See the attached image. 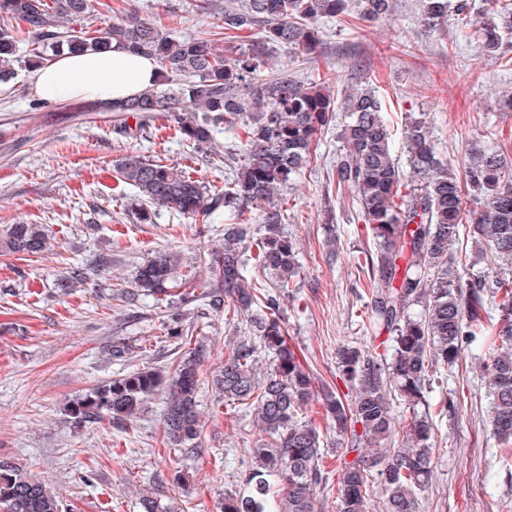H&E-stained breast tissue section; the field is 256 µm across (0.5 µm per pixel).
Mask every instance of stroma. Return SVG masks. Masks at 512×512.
<instances>
[{"instance_id": "obj_1", "label": "stroma", "mask_w": 512, "mask_h": 512, "mask_svg": "<svg viewBox=\"0 0 512 512\" xmlns=\"http://www.w3.org/2000/svg\"><path fill=\"white\" fill-rule=\"evenodd\" d=\"M208 9H201V2ZM96 23L137 14L176 36L212 37L231 0H96ZM422 0H394L391 17L366 24L349 16L320 22L314 54L281 47L262 77L285 75L307 84L327 80L336 104L368 86L396 130L395 156H403L401 131L409 116L425 114L435 148L463 172L473 144L506 148L512 162V45L482 54L459 34L456 18L433 32L420 25ZM22 44L17 77L0 87V227L40 224L51 251L0 255V458L24 467L59 494L63 512H143L140 490L176 512H219L224 495L237 492L253 465L250 450L260 433L250 413L218 403L211 378L224 364L229 340L245 326L211 311L181 310L180 293L202 291L213 279L203 254L219 248L224 217L197 224L162 210L143 224L131 212V186L113 172L127 152L182 168L208 189H224V139L195 149L164 119L131 136L116 132L119 117L90 98L36 108L33 70ZM341 144L325 131L316 159L287 188L284 232L295 239L299 283L281 301L292 344L322 380L343 387L336 352L357 342L375 348L367 276L356 268L363 246L353 192L337 193ZM159 251L178 254L169 296L136 295L135 271ZM452 252L462 276L490 270L512 276V262L479 254L467 237ZM81 278H73L74 270ZM180 314L193 343L206 351L198 405L202 433L195 445L167 443L162 397L148 400L125 427L109 419L75 425L67 406L119 374L150 365L165 372L188 347L167 335ZM127 344L128 361L111 356L113 342ZM488 347L472 345L457 366L434 370L426 384L431 403L448 406L434 417L432 479L418 493L414 512H512V457L501 454L488 426Z\"/></svg>"}]
</instances>
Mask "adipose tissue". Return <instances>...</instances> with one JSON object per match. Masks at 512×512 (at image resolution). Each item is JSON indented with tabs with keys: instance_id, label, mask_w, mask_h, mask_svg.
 <instances>
[{
	"instance_id": "ef3b65f1",
	"label": "adipose tissue",
	"mask_w": 512,
	"mask_h": 512,
	"mask_svg": "<svg viewBox=\"0 0 512 512\" xmlns=\"http://www.w3.org/2000/svg\"><path fill=\"white\" fill-rule=\"evenodd\" d=\"M157 73L155 60L123 50L65 54L37 71L33 91L52 102L78 97L119 100L153 88Z\"/></svg>"
}]
</instances>
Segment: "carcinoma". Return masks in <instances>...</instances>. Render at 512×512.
Returning a JSON list of instances; mask_svg holds the SVG:
<instances>
[{
	"instance_id": "1",
	"label": "carcinoma",
	"mask_w": 512,
	"mask_h": 512,
	"mask_svg": "<svg viewBox=\"0 0 512 512\" xmlns=\"http://www.w3.org/2000/svg\"><path fill=\"white\" fill-rule=\"evenodd\" d=\"M393 0H243L224 8V34L214 39L170 37L149 17L92 28L93 0H0V84L15 78L18 47L30 42L28 66L68 54L121 49L155 59V87L134 97L102 103L104 112L136 120L138 127L163 117L181 140L199 148L224 128L232 137L227 161L234 165L224 193L215 194L182 169L130 153L115 160V178L135 189L131 207L138 220L152 222L154 210L169 209L203 224L219 210L228 213L224 245L207 254L214 283L207 305L233 322L249 321L252 335L229 342L224 366L212 386L227 408L254 412L261 443L251 449L254 466L244 492L224 495L221 512H314V494L324 480L319 426L305 416L322 399L336 431H351V445L337 451L339 512H368L370 482L377 479L384 512H413L418 492L429 484L433 463L432 414L448 412L425 400L426 381L437 365H455L472 344H490L484 364L493 435L512 449V276L463 281L450 249L460 231L500 257L512 258V183L505 182L507 158L495 150L470 153L464 175L436 154L427 122L410 117L405 125V162L396 159L392 132L372 90L347 98V120L336 164V191L357 194L366 240L364 264L373 281L371 312L377 335L390 344L392 358L355 345L337 352L338 371L351 393L324 385L288 342L280 300L299 284L296 243L283 231L287 214L276 194L311 164L315 145L336 119L335 104L323 84L308 86L286 77L260 79L258 72L277 48L308 54L320 44L318 22L351 11L363 21L391 15ZM448 17V0H423L422 25L437 29ZM84 23L75 31L69 26ZM250 29L258 37L241 46L233 32ZM460 31L494 55L512 43V4ZM483 206L464 218L465 193ZM262 224L257 228L254 223ZM51 250L38 224H8L0 230V253L34 255ZM178 254L162 252L141 265L136 290L164 294ZM266 272L271 287H249L248 266ZM420 307L415 311L414 307ZM499 313L488 321L490 310ZM272 355L266 370L257 353ZM203 346L194 347L172 376L143 367L93 388L71 405L76 423L137 417L144 403L165 393L163 426L176 448L200 435L198 392ZM414 412L401 446L393 447L396 418L392 390ZM3 512H62L56 493L32 479L16 463L0 459Z\"/></svg>"
}]
</instances>
